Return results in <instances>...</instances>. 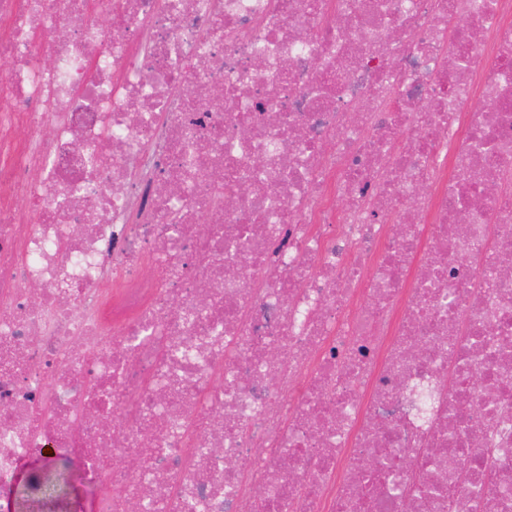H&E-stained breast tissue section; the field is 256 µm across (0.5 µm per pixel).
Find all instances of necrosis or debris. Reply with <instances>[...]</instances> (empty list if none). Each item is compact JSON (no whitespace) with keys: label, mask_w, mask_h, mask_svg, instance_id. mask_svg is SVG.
Segmentation results:
<instances>
[{"label":"necrosis or debris","mask_w":512,"mask_h":512,"mask_svg":"<svg viewBox=\"0 0 512 512\" xmlns=\"http://www.w3.org/2000/svg\"><path fill=\"white\" fill-rule=\"evenodd\" d=\"M0 59V493L512 512V0H0Z\"/></svg>","instance_id":"1"}]
</instances>
